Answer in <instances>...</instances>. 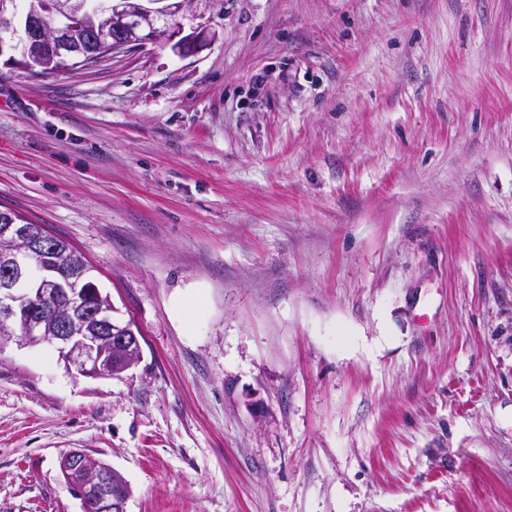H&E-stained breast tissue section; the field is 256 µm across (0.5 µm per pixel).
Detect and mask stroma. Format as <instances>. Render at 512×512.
Listing matches in <instances>:
<instances>
[{
	"mask_svg": "<svg viewBox=\"0 0 512 512\" xmlns=\"http://www.w3.org/2000/svg\"><path fill=\"white\" fill-rule=\"evenodd\" d=\"M159 42L0 59V209L142 358L0 351V512H512V0H207ZM59 468L83 510L92 504L99 512H126L130 489L111 465L72 450L61 457ZM92 505L83 512H97Z\"/></svg>",
	"mask_w": 512,
	"mask_h": 512,
	"instance_id": "1",
	"label": "stroma"
}]
</instances>
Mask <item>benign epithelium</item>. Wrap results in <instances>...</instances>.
Segmentation results:
<instances>
[{
  "mask_svg": "<svg viewBox=\"0 0 512 512\" xmlns=\"http://www.w3.org/2000/svg\"><path fill=\"white\" fill-rule=\"evenodd\" d=\"M200 0H0V56L35 74L44 62L63 61L70 67L89 68L102 59L132 47L160 41L173 44L181 56L197 51L210 40L208 30L197 28L181 36L177 19L193 12ZM0 326L23 325L21 334L8 336L0 351L18 346H55L69 373L98 379L112 378L136 366L142 358L139 336L130 324L114 318L109 295L84 288L86 266L61 256L57 237L41 228L33 236L29 224L9 220L0 225ZM31 254L42 263V275L28 280L26 262ZM59 468L82 507L99 512H126L129 486L111 465L81 450L64 454Z\"/></svg>",
  "mask_w": 512,
  "mask_h": 512,
  "instance_id": "obj_1",
  "label": "benign epithelium"
}]
</instances>
